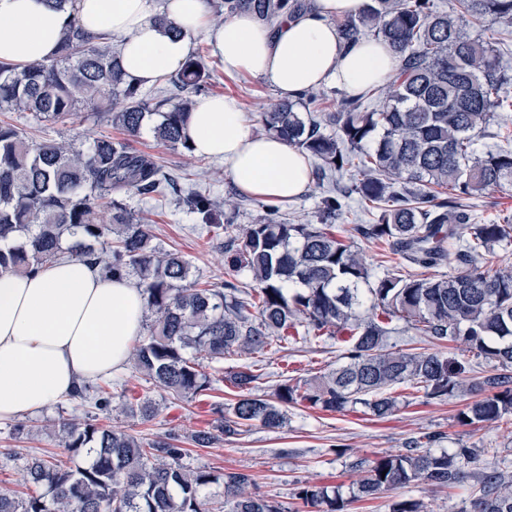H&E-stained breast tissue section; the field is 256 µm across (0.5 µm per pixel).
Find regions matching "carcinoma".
<instances>
[{"mask_svg": "<svg viewBox=\"0 0 512 512\" xmlns=\"http://www.w3.org/2000/svg\"><path fill=\"white\" fill-rule=\"evenodd\" d=\"M249 8L272 20L308 8L307 0H224L226 16ZM488 21L512 24V0H365L338 23L346 42L372 35L399 59L394 78L371 89L378 105L346 97L336 111L312 114L318 98L302 95L305 111L282 102L260 113L266 134L319 161L325 175L356 173L351 191L372 216L353 226L357 237L397 257L399 269L372 279L355 241L336 234L346 195L323 199L316 224H288L269 216L243 235L224 229V254L252 283L226 280L200 286L191 262L156 242L152 226L125 203L134 191L165 196L169 179L155 156L127 140L99 136L79 146L34 142L0 121V272L31 273L62 255L83 258L107 274L133 277L154 317L150 334L133 350L135 372L171 399L191 401L227 381L238 390L231 416L216 411L208 430L191 435L200 448L253 426L278 429L288 409L340 412L361 405L376 417L397 410L392 390L423 392L444 401L459 391L482 397L459 415L464 425L512 415V271L488 266L494 248L512 242V223H477L467 200L512 188V127L497 125L498 144L479 148L494 112L509 103L508 45L486 34ZM479 27L466 32L464 23ZM207 73L192 57L171 78L176 102L130 80L112 44L69 25L56 57L22 71L0 65V111L29 112L52 124L93 119L141 134L156 119L159 144L191 151L184 123L204 91ZM333 128L326 133L325 127ZM191 213L207 224L216 203L191 191ZM467 235H462V231ZM446 266L448 273H438ZM404 321L434 345L461 342L475 357L497 364L468 379L439 351L394 349L391 324ZM336 338L345 349L336 366L309 379L280 375L272 394H252L261 379L251 365L228 378L207 373L202 360L251 358L268 350ZM76 398L107 414L110 387H83ZM130 415L155 416L151 401L125 403ZM65 458L34 457L27 465L36 495L0 492V512H214L205 489L224 485L225 512H285L263 496H245L246 471L187 470L185 449L167 440L144 442L100 423L54 422ZM474 448L433 452L420 441L404 454H385L362 468L357 498L412 482L451 488L469 483ZM462 512H512V475L493 470L477 479ZM297 496L314 512H345L346 502L316 486Z\"/></svg>", "mask_w": 512, "mask_h": 512, "instance_id": "1", "label": "carcinoma"}]
</instances>
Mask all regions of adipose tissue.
Listing matches in <instances>:
<instances>
[{
    "label": "adipose tissue",
    "mask_w": 512,
    "mask_h": 512,
    "mask_svg": "<svg viewBox=\"0 0 512 512\" xmlns=\"http://www.w3.org/2000/svg\"><path fill=\"white\" fill-rule=\"evenodd\" d=\"M363 0H313L310 9L268 22L244 9L214 24L203 0H76L62 11L51 0H0V65L23 70L54 56L62 30L121 42L129 79L148 87L177 73L196 37L215 48L225 76H249L293 100L333 85L350 96L387 82L398 58L372 36L345 43L336 22ZM162 13L170 23L154 21ZM185 133L194 154L223 162L239 192L270 206L301 196L311 169L286 141L255 133L230 94L198 100ZM145 297L84 259L65 257L27 275L0 273V422L40 413L85 384L121 371L143 332Z\"/></svg>",
    "instance_id": "obj_1"
}]
</instances>
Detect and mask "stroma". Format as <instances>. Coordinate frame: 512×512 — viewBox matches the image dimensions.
Returning <instances> with one entry per match:
<instances>
[{"instance_id": "stroma-1", "label": "stroma", "mask_w": 512, "mask_h": 512, "mask_svg": "<svg viewBox=\"0 0 512 512\" xmlns=\"http://www.w3.org/2000/svg\"><path fill=\"white\" fill-rule=\"evenodd\" d=\"M194 50L205 63L209 92H232L242 103L251 119L279 103L276 91L262 81L245 77L228 80L219 57L207 42L196 41ZM5 120L24 129L30 139L81 142L100 135L121 137L120 129L97 122L46 124L25 112H8ZM133 149L154 155L164 170L177 182L169 192L162 212H155L154 203L137 193H129L126 203L132 211L148 220L156 236L166 247L181 251L198 271L202 280L221 283L227 280L247 281V273H236L224 264L221 237L201 232V217L188 213L182 202L183 192L195 188L209 193L216 201L215 219L220 224L231 223L246 228L268 214L265 203L241 194L224 172L221 162L206 160L182 149L158 144L151 133H141L132 140ZM341 182L314 179L309 189L295 202L280 207L278 216L296 224H313L323 198ZM343 342L330 339L319 349L297 347L289 353H269L256 356L254 362L261 378L255 395L266 396L279 373L295 372L297 377L309 378L335 365L343 350ZM112 412L105 415L79 401L69 400L48 406L39 415L17 422L0 423V491L10 490L26 496L34 493L29 483L26 465L31 457L43 453H58V440L52 424L58 413H65L79 422L90 419L128 431L143 441L168 435L180 438L186 454L185 467L206 468L221 472L231 469L253 474L255 483L246 494L261 495L276 500L285 512H306L297 497L300 487L314 485L338 492L349 499L347 512H390L394 501L412 498L421 501L424 512H461L464 494L458 489H442L423 483L414 484L376 498L355 499V481L359 477L360 461L384 454L404 452L410 442L429 434L440 435V447L473 448L477 455L468 470L472 475L498 470L512 473V421L483 424L481 428L461 425L458 415L474 399L473 394L460 393L444 401L423 402L419 398H400L394 415L377 419L365 414L363 407L344 412H326L312 408H292L287 424L279 429L260 426L242 435L217 442L209 448H198L190 435L208 428L214 419L216 404L233 400L232 391L216 384L210 395L190 402H175L160 389L146 383L132 367L112 376ZM147 397L159 407L150 419L131 417L122 406L126 395Z\"/></svg>"}]
</instances>
